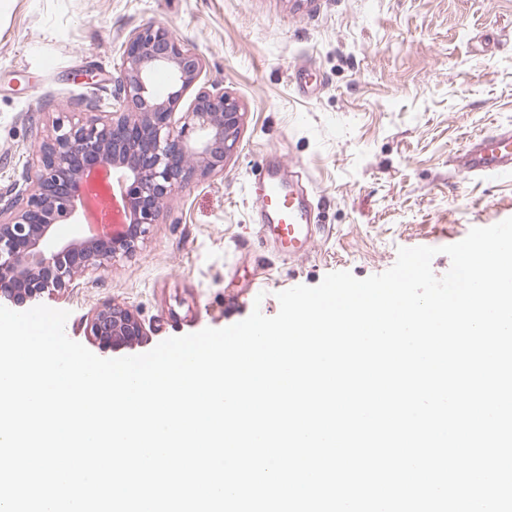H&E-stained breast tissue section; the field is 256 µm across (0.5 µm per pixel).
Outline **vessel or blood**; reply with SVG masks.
<instances>
[{"instance_id":"vessel-or-blood-1","label":"vessel or blood","mask_w":512,"mask_h":512,"mask_svg":"<svg viewBox=\"0 0 512 512\" xmlns=\"http://www.w3.org/2000/svg\"><path fill=\"white\" fill-rule=\"evenodd\" d=\"M455 161L468 175L511 179L512 128L470 139ZM255 210L260 238L281 255L292 258L310 251L317 226L309 198L284 178L279 165H268L257 174Z\"/></svg>"}]
</instances>
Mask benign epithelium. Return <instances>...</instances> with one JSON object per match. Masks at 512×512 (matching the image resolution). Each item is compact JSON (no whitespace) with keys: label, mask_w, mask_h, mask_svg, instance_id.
<instances>
[{"label":"benign epithelium","mask_w":512,"mask_h":512,"mask_svg":"<svg viewBox=\"0 0 512 512\" xmlns=\"http://www.w3.org/2000/svg\"><path fill=\"white\" fill-rule=\"evenodd\" d=\"M122 58L112 117L58 122L39 147V172L25 189V203L0 206L1 296L19 301L62 290L79 272L108 269L114 258L136 251L168 197L195 178L224 170L236 150L244 113L222 89L198 91L174 121L200 79L202 59L169 29L150 24L133 31ZM160 70L171 79L165 95L153 89ZM115 180L124 232L60 237L59 223L80 226L93 199H112ZM90 331L125 342L143 336L131 312L112 306L96 312Z\"/></svg>","instance_id":"1"}]
</instances>
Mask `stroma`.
Wrapping results in <instances>:
<instances>
[{"label":"stroma","instance_id":"obj_1","mask_svg":"<svg viewBox=\"0 0 512 512\" xmlns=\"http://www.w3.org/2000/svg\"><path fill=\"white\" fill-rule=\"evenodd\" d=\"M167 26L203 59L199 80L235 98L239 147L221 173L176 192L136 251L69 288L0 305L68 311L66 335L102 358L250 315L278 292L389 269L402 247L455 244L512 217V180L454 171L470 137L512 125V0H9L0 15V194L39 167L53 125L112 109L123 44ZM301 172L319 215L311 253L280 255L253 222L254 176ZM111 305L138 342L93 336Z\"/></svg>","mask_w":512,"mask_h":512}]
</instances>
